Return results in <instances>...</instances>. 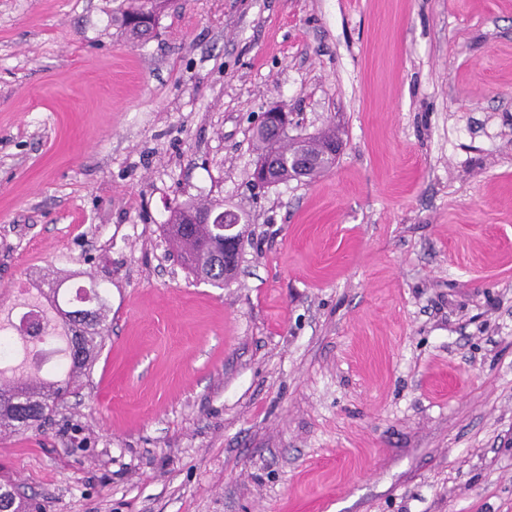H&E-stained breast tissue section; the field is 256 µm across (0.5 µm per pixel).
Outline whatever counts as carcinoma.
Wrapping results in <instances>:
<instances>
[{
  "label": "carcinoma",
  "instance_id": "carcinoma-1",
  "mask_svg": "<svg viewBox=\"0 0 512 512\" xmlns=\"http://www.w3.org/2000/svg\"><path fill=\"white\" fill-rule=\"evenodd\" d=\"M158 17L151 0H127L120 14V28L127 40L143 43L150 39ZM258 156L256 169H262L269 158L285 152L301 153L314 161L311 178L329 171L336 156L328 153L332 145L341 146L336 128L330 127L315 135H299L281 140L262 132L256 133ZM213 202L189 201L171 211L165 224L168 237L175 245L182 265L195 277L219 288L231 277L224 271V243L213 224H189L195 212L215 208ZM51 279L46 291L47 301L70 336L68 361L55 376L12 378L0 373V438L39 429L56 413L71 388L80 378L90 374L109 335L107 324L111 307L100 299L93 309H85L63 300V281ZM39 506L23 495L13 481H0V512H38Z\"/></svg>",
  "mask_w": 512,
  "mask_h": 512
}]
</instances>
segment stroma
I'll use <instances>...</instances> for the list:
<instances>
[{"mask_svg": "<svg viewBox=\"0 0 512 512\" xmlns=\"http://www.w3.org/2000/svg\"><path fill=\"white\" fill-rule=\"evenodd\" d=\"M0 0V304L91 274L110 337L0 440L41 512H512V0ZM337 125L256 187L253 132ZM236 212L224 287L176 206ZM153 0H127V5L120 14V28L127 40L143 43L150 39L158 13L153 7ZM220 208L213 202L189 201L183 203L171 211L169 219L164 225L168 237L175 245L182 265L192 273L196 278L208 282L216 288H221L224 281L230 278L232 271L228 270L224 274V266H235L243 249L241 233H234L236 224L239 223V217L233 213L231 219L236 224H228L229 218L226 216L224 225V241L221 242V233L212 223L217 215L222 212L213 210L201 214H194L193 224H187V220L193 215V212H199L202 209ZM225 223V224H224ZM239 237H237L236 236ZM224 287V286H223Z\"/></svg>", "mask_w": 512, "mask_h": 512, "instance_id": "stroma-1", "label": "stroma"}]
</instances>
